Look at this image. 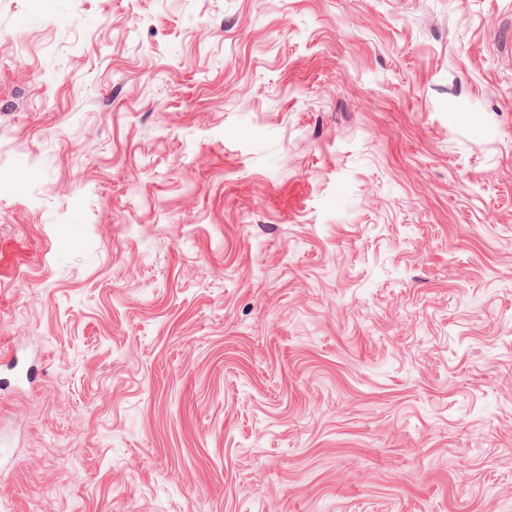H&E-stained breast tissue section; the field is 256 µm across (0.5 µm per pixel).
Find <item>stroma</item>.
<instances>
[{"label": "stroma", "instance_id": "obj_1", "mask_svg": "<svg viewBox=\"0 0 512 512\" xmlns=\"http://www.w3.org/2000/svg\"><path fill=\"white\" fill-rule=\"evenodd\" d=\"M0 512H512V0H0Z\"/></svg>", "mask_w": 512, "mask_h": 512}]
</instances>
